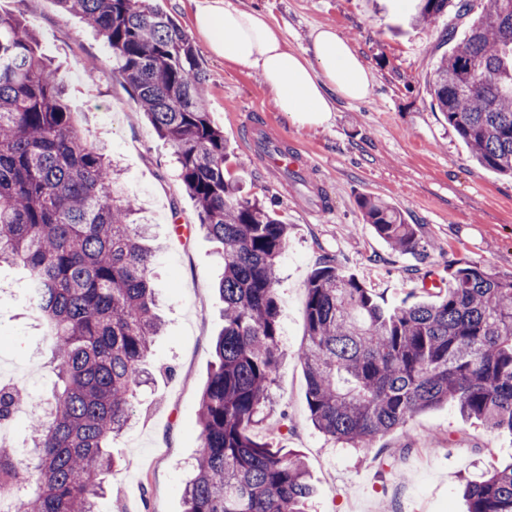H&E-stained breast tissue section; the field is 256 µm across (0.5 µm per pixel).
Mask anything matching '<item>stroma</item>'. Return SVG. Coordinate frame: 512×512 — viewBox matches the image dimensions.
Segmentation results:
<instances>
[{"label":"stroma","instance_id":"1","mask_svg":"<svg viewBox=\"0 0 512 512\" xmlns=\"http://www.w3.org/2000/svg\"><path fill=\"white\" fill-rule=\"evenodd\" d=\"M195 47L206 76V105L235 154L232 174L244 197L271 204L288 225L289 244L277 267L282 351L273 406L258 426L272 433L288 418L283 447L299 451L315 487L310 512H462L461 487L477 479L489 455L512 458V435L465 419L453 405L416 414L370 448H344L311 423L297 352L306 341L305 285L324 259H335L387 299L435 280L448 266L480 262L512 271V180L472 161L466 144L434 109L428 81L440 52L446 14L415 20L414 0H232L269 15L290 49L307 50L320 26L348 38L369 66L372 86L361 102L337 101L328 124L302 125L277 111L259 74L212 55L191 25V0H158ZM0 13L20 17L38 37L41 56L67 72L68 103L88 142L105 146L143 223L159 244L153 266L165 326L155 338L129 426L112 439L119 466L100 512H183V491L200 447L201 394L224 326L217 286L222 246L197 226L193 199L179 178L172 147L139 113L112 52L79 16L55 0H0ZM298 142L326 184V213L309 214L306 187L262 167L241 135L248 115ZM382 198L413 224L423 251L397 254L368 224L358 198ZM48 350L29 308L19 272L0 267V367L19 371L20 388L51 398Z\"/></svg>","mask_w":512,"mask_h":512}]
</instances>
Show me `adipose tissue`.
<instances>
[{"instance_id": "adipose-tissue-1", "label": "adipose tissue", "mask_w": 512, "mask_h": 512, "mask_svg": "<svg viewBox=\"0 0 512 512\" xmlns=\"http://www.w3.org/2000/svg\"><path fill=\"white\" fill-rule=\"evenodd\" d=\"M193 25L217 57L257 71L278 111L303 125L328 124L337 99L362 100L372 75L350 41L330 26L311 34L308 55L289 49L279 27L231 0H194Z\"/></svg>"}]
</instances>
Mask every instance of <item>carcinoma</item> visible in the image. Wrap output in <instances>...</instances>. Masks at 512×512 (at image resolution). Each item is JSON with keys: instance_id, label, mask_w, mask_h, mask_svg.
<instances>
[{"instance_id": "obj_1", "label": "carcinoma", "mask_w": 512, "mask_h": 512, "mask_svg": "<svg viewBox=\"0 0 512 512\" xmlns=\"http://www.w3.org/2000/svg\"><path fill=\"white\" fill-rule=\"evenodd\" d=\"M97 30L139 111L174 148L197 220L224 248V330L202 392L196 471L185 512H306L314 494L304 458L254 429L282 357L277 265L288 225L226 177L230 152L211 118L192 44L156 0H57ZM421 0L420 21L470 17L447 28L429 84L472 158L512 178V0ZM65 77L36 53L34 33L0 13V264L24 271L45 325L58 390L30 418L33 451L19 467L0 452V512H99L109 443L133 416L162 330L151 280L155 251L118 170L79 133ZM363 220L393 249L423 248L390 203L361 200ZM307 342L298 352L312 424L334 442L369 448L445 403L512 434V273L448 266V287L385 302L327 259L310 275ZM29 395L0 385V424ZM466 512H512V462L488 459L464 486Z\"/></svg>"}]
</instances>
